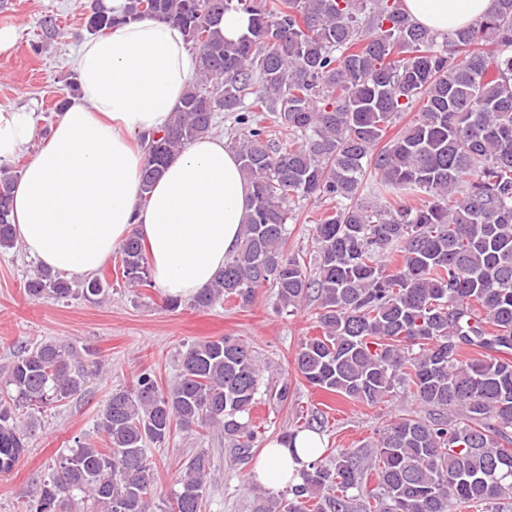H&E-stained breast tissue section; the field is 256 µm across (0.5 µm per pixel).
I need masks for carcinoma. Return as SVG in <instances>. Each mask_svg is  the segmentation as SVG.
<instances>
[{
    "instance_id": "1",
    "label": "carcinoma",
    "mask_w": 512,
    "mask_h": 512,
    "mask_svg": "<svg viewBox=\"0 0 512 512\" xmlns=\"http://www.w3.org/2000/svg\"><path fill=\"white\" fill-rule=\"evenodd\" d=\"M230 10L251 17L236 42L220 30ZM144 17L178 26L199 67L167 127L144 146L143 190L211 132L218 112L235 115L231 148L252 187L238 249L190 306L246 307L265 286L282 311L316 301L320 335L293 359L308 386L368 406L408 386L427 408L358 448L311 449L318 457L302 483L266 493L253 512L512 508V0L442 43L403 0H129L121 15L91 0L87 30ZM267 112L284 141L269 134ZM404 112L416 118L383 141ZM17 178L0 170V251L17 244ZM302 197L326 204L312 264L287 250ZM119 263L125 283L151 284L137 235L120 246ZM24 288L34 300L90 299L110 285L95 276L74 289L38 270ZM86 352L43 340L9 364L0 474L29 452L38 413L86 390ZM262 384L244 341L187 345L167 387L145 369L132 387L112 390L97 415L107 447L76 442L25 512H65L77 498L97 512H151L148 445L215 427L247 456ZM213 472L206 451L189 459L168 512H202Z\"/></svg>"
}]
</instances>
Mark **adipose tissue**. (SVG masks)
<instances>
[{
    "label": "adipose tissue",
    "mask_w": 512,
    "mask_h": 512,
    "mask_svg": "<svg viewBox=\"0 0 512 512\" xmlns=\"http://www.w3.org/2000/svg\"><path fill=\"white\" fill-rule=\"evenodd\" d=\"M495 0H404L438 37L490 13ZM198 69L177 26L143 18L85 41L75 70L81 91L18 178L16 237L39 267L89 277L129 234L147 248L153 284L190 298L207 287L240 243L251 188L223 138L190 144L142 191L144 154L135 138L161 134ZM33 138L27 112L0 113V166ZM321 439L268 442L253 469L271 489L300 484Z\"/></svg>",
    "instance_id": "ef3b65f1"
}]
</instances>
